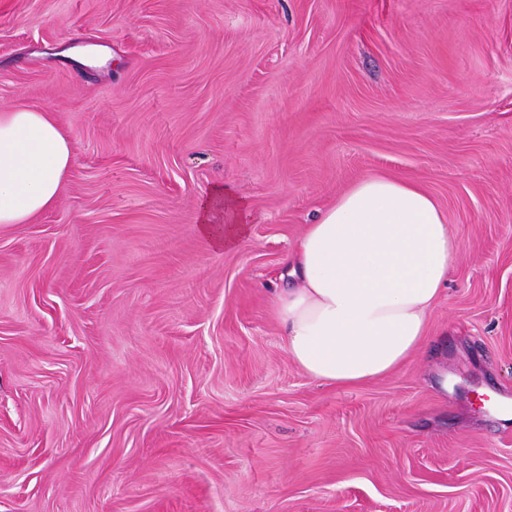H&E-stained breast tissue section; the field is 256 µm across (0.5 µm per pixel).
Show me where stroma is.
<instances>
[{
  "mask_svg": "<svg viewBox=\"0 0 512 512\" xmlns=\"http://www.w3.org/2000/svg\"><path fill=\"white\" fill-rule=\"evenodd\" d=\"M73 166L0 225V512H512V0H0V109ZM460 247L430 335L353 387L272 298L357 179ZM244 198L230 250L201 201ZM200 212L199 235L215 250L236 246L248 233L251 221L248 203L223 186L212 190L202 202Z\"/></svg>",
  "mask_w": 512,
  "mask_h": 512,
  "instance_id": "stroma-1",
  "label": "stroma"
}]
</instances>
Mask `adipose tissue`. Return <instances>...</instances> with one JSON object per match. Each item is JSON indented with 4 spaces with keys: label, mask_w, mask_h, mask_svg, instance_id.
Segmentation results:
<instances>
[{
    "label": "adipose tissue",
    "mask_w": 512,
    "mask_h": 512,
    "mask_svg": "<svg viewBox=\"0 0 512 512\" xmlns=\"http://www.w3.org/2000/svg\"><path fill=\"white\" fill-rule=\"evenodd\" d=\"M66 136L45 107L0 111V224H27L52 209L72 167ZM248 203L215 187L198 231L213 249L249 230ZM459 239L422 184L362 177L307 225L284 262L274 298L291 360L308 377L350 387L402 367L425 341L448 285Z\"/></svg>",
    "instance_id": "1"
}]
</instances>
